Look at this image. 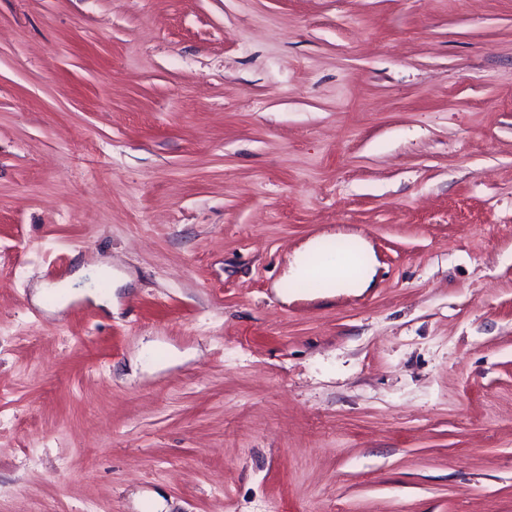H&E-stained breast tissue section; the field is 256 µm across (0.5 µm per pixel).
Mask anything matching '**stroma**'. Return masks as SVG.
I'll use <instances>...</instances> for the list:
<instances>
[{"label":"stroma","instance_id":"35a3bbf8","mask_svg":"<svg viewBox=\"0 0 512 512\" xmlns=\"http://www.w3.org/2000/svg\"><path fill=\"white\" fill-rule=\"evenodd\" d=\"M150 501L512 512V0H0V512ZM351 243L354 248L362 255V274L357 278L336 275V271L327 270L321 275L322 287L326 291L324 295L335 294L343 289H354L365 291L373 282L374 269L373 260L367 248L365 241L359 236H351L344 239ZM330 262L327 252L324 251L323 239L316 240L291 263L288 280L296 283L305 282L316 277L317 272Z\"/></svg>","mask_w":512,"mask_h":512}]
</instances>
